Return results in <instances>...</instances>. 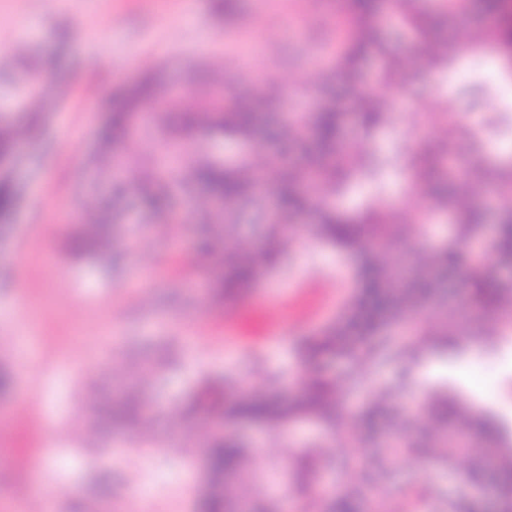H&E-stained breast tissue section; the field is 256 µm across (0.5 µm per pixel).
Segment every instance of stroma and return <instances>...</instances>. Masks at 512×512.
Instances as JSON below:
<instances>
[{
  "label": "stroma",
  "instance_id": "1",
  "mask_svg": "<svg viewBox=\"0 0 512 512\" xmlns=\"http://www.w3.org/2000/svg\"><path fill=\"white\" fill-rule=\"evenodd\" d=\"M233 13L211 0H0V120L33 122L32 137L0 158L18 204L0 229V371L13 379L0 395V512H197L211 480L201 448L211 431L207 417L182 422L180 412L200 395L208 378L230 377L239 387L263 385L283 399L299 396L307 370L299 336L332 321L355 287V262L335 247L316 243L307 224L283 271L247 294L218 306L209 299L216 259L202 258L192 209L208 205L205 189L191 202L173 200L154 219L135 189L143 144L162 136L138 117L128 146L115 149L113 174L92 157L113 98L147 75L166 93L184 92L188 71L206 77L222 68L225 84L254 95L244 72H259L296 104L312 105L308 90L327 86L349 103L335 77L340 18L334 0H236ZM397 50L411 79L398 117L378 133L382 149L418 147L444 140L442 126L417 123L443 94L481 76L490 88L487 109H508L506 122L486 123L484 112L467 122L486 123L480 155L465 164L489 165L512 155V80L495 55L464 57L452 79L440 76L425 50L411 42ZM50 63L45 80L53 108L35 102L28 88L35 61ZM120 214L132 242L113 266L94 257L64 253L69 226L103 210ZM438 295L453 309L469 311L473 336L449 360L438 347L407 363L385 361L338 405L340 421L354 418L365 394L382 383L398 387L401 405L449 386L473 409H493L512 438V340L491 345L485 334L493 314L471 308L463 275L439 272ZM147 363L161 364L142 396L153 416L150 440L140 425L105 430L90 418L89 401L113 397L124 378ZM247 445L265 473L232 479L235 496L276 501L295 512L300 491L353 483L344 468L337 432L314 420L282 429L236 423L226 427ZM312 442L330 458L317 469L301 458ZM52 472L47 494L33 485L36 468Z\"/></svg>",
  "mask_w": 512,
  "mask_h": 512
}]
</instances>
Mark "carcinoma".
I'll use <instances>...</instances> for the list:
<instances>
[{"label": "carcinoma", "mask_w": 512, "mask_h": 512, "mask_svg": "<svg viewBox=\"0 0 512 512\" xmlns=\"http://www.w3.org/2000/svg\"><path fill=\"white\" fill-rule=\"evenodd\" d=\"M402 26L414 44L428 51L432 69L445 76L453 68L454 57L438 37L439 20L448 19L459 27L469 26L467 9L460 0H336V11L343 16L345 37L337 52L339 74L352 92L353 107L358 112L366 143L340 144V132L346 115L344 108L332 100L314 110H301L280 100V111L270 115L266 124L259 123V113L242 104L239 95L229 91L206 93L198 97L191 111L185 113L184 129L205 139L228 138L251 141L265 132L283 144L310 145L306 166L300 170L288 167L281 159L269 160L258 170L253 159L241 155L230 166L210 158L200 150L186 152L174 165L165 158L145 157V170L138 191L151 212L164 210L176 192L190 196L203 186L218 202V207L191 213L190 223L206 227L208 248L218 256V270L212 282V294L222 302L241 291L259 284L279 267L281 258L292 250L296 236L292 227L306 214H311L316 238L360 256L364 266L360 285L355 288L336 321L317 333L303 336L298 342L302 359L314 370L309 375L305 392L284 401L274 395L241 393L226 401H215L204 407L213 421H249L266 426H285L298 418L315 419L330 429L336 428L338 393L360 384L361 370L375 366L387 353L381 333L395 323L413 322L416 338L397 342L396 354L412 361L418 351L431 340L433 333L425 328L427 316L439 318L443 349L457 353L461 342L471 336L463 331L458 319L448 314L447 306L436 304L437 292L429 272L460 265L461 244L481 234L485 219L467 199L460 187L471 179L483 182L488 193L506 204L505 215L496 224L489 242L491 261L512 256V157L493 166L458 168L445 173L443 157L448 149L466 143L476 148L479 130L464 122L465 109L457 99L446 94L437 98L431 119L448 128V140L441 145L425 144L408 151L394 147L381 151L369 146L377 132L390 126L397 100L392 92L406 79L405 57L392 46L382 30V12ZM484 18L477 29L475 44H464V50L478 52L490 47L500 56L505 68L512 72V0H483ZM376 62L375 82L371 91L361 87L364 63ZM144 104L152 105L153 123L164 130L168 116L178 106L161 96L160 88L150 79L131 86L112 112L110 124L98 139L100 158L109 161L113 144L127 138L131 121ZM24 126H0V154L7 155L22 135ZM402 178L411 190L429 199L428 208L401 214L388 202L387 178ZM270 181L275 189L276 207L267 215L264 243L257 248L224 249V236L232 231L239 209L259 206L262 196L258 178ZM327 196L343 195L354 186L366 184L369 192L355 213L323 204L311 209V194L304 183ZM15 194L6 183L0 184V216L6 217L15 206ZM439 215L448 217L454 236L428 252L412 249L394 266L380 260L387 242L395 238L417 239L426 225ZM127 235L122 224H78L70 233L68 251L73 256H94L107 263ZM475 302L493 307L497 319L491 333L512 339V285L500 281L493 268L464 267ZM325 355L348 363L338 380L315 369ZM394 390L383 389L373 396L360 415L343 423L347 437L356 447H368L370 435L384 421H389L398 435L378 442L376 452L344 456V465L359 464L370 471L368 477L353 486L338 487L329 494L301 491L299 512H386L396 500L398 512H414L421 500L415 485L399 478L401 460L419 469L423 465L447 469L457 456L466 451L470 464L466 478L478 482L484 474L498 475L496 496L499 512H512V448L504 447L506 428L502 420H490L467 407L446 389L422 395L414 410L406 415L392 406ZM140 393L128 387L118 400L93 403L88 411L94 420L112 425H127L139 420ZM430 432L426 442H414L409 431L415 424ZM479 433L486 446L464 448V438ZM213 486L204 501L205 512H226L228 497L221 487L222 478L254 472L260 468L243 442L234 436L216 434L203 452ZM473 501L464 495L450 496L441 503V512H473Z\"/></svg>", "instance_id": "obj_1"}]
</instances>
